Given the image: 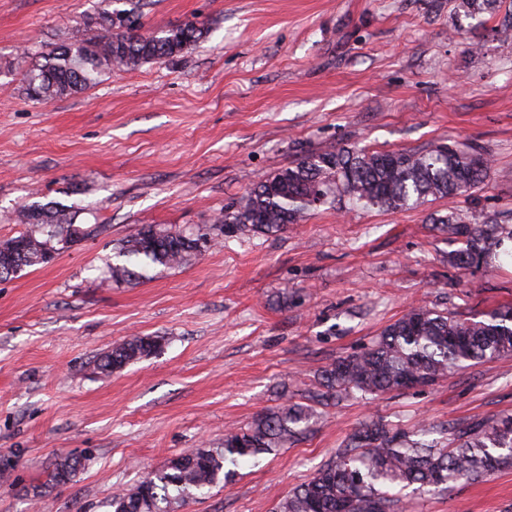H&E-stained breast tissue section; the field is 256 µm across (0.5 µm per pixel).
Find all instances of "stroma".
Returning <instances> with one entry per match:
<instances>
[{
    "mask_svg": "<svg viewBox=\"0 0 512 512\" xmlns=\"http://www.w3.org/2000/svg\"><path fill=\"white\" fill-rule=\"evenodd\" d=\"M103 5L0 0V64L91 36ZM142 14L149 31L192 19L207 35L173 61L46 103L0 77V240L22 231L17 211L35 199L98 208L76 220L93 236L0 278V512H112L147 472L300 400L319 370L364 351L410 306L469 318L512 304V267L462 273L429 220L476 212L512 224V28L453 0H145ZM438 142L489 155L480 190L403 211L326 205L143 282L112 278L137 228L218 232L227 204L305 154ZM130 336L160 346L97 369ZM502 413L512 358L350 396L322 408L306 439L179 512H274L372 419L409 428ZM71 454L84 458L74 480L46 485ZM402 500L403 512H512V467Z\"/></svg>",
    "mask_w": 512,
    "mask_h": 512,
    "instance_id": "obj_1",
    "label": "stroma"
}]
</instances>
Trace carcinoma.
<instances>
[{
  "label": "carcinoma",
  "instance_id": "obj_1",
  "mask_svg": "<svg viewBox=\"0 0 512 512\" xmlns=\"http://www.w3.org/2000/svg\"><path fill=\"white\" fill-rule=\"evenodd\" d=\"M106 2L95 34L47 46L36 57L26 51L0 66V74L21 76L29 98L50 101L87 91L106 73L172 61L206 34L198 22L145 32L137 5L120 9L112 7L117 0ZM457 9L471 18L500 14L501 25L512 27V0H459ZM490 170L485 154L447 144L420 152L343 148L308 153L225 206L222 235H277L310 211L336 202L387 210L413 208L479 190ZM87 210L78 202L33 201L22 206L17 220L32 229L0 240V262L25 268L41 265L45 245L56 236L93 235L96 227L75 225ZM432 224L459 245L448 252V263L463 271L493 267L502 241L512 240V227L482 221L474 214L450 212L432 218ZM198 239L197 234L143 225L121 243L116 254L121 262L112 265V278L136 281L149 266H180L197 254ZM158 347L154 337L134 336L102 355L97 368H123ZM511 357V306L466 319L412 306L383 328L365 351L324 367L318 387L305 401L289 400L261 412L246 426L226 430L220 446L198 448L171 460L135 488L114 495L113 512H177L196 493L232 481L241 464L256 462L305 435L317 416L316 404L335 405L354 393L400 392L407 379L429 386L461 369ZM448 431L451 441L445 447L431 438L429 424L403 430L367 422L336 449L334 460L280 500L276 512H399L400 488L447 489L458 481L512 467V414L451 422ZM76 464L71 456L56 463L46 484L71 480Z\"/></svg>",
  "mask_w": 512,
  "mask_h": 512
}]
</instances>
